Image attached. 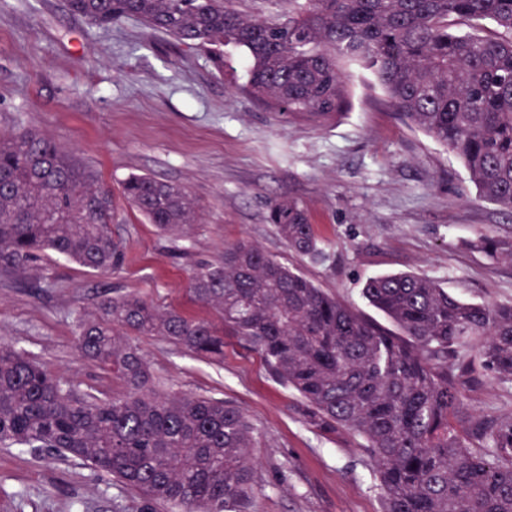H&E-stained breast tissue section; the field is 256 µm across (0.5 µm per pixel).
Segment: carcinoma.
Masks as SVG:
<instances>
[{
	"instance_id": "carcinoma-1",
	"label": "carcinoma",
	"mask_w": 512,
	"mask_h": 512,
	"mask_svg": "<svg viewBox=\"0 0 512 512\" xmlns=\"http://www.w3.org/2000/svg\"><path fill=\"white\" fill-rule=\"evenodd\" d=\"M275 18L236 0H65L97 24L136 18L181 44L245 50L248 93L292 116L331 120L351 105L348 70L369 72L400 117L460 157L479 196L512 214V0H285ZM484 20L496 29L482 31ZM463 21L475 32L450 30ZM129 205L169 238L197 223L178 183L150 175L123 185ZM112 190L50 138L0 136V273L48 253L91 271L124 262L112 237ZM270 219L312 262L322 241L294 201ZM475 246L512 266V236ZM195 320L136 295L107 297L76 319L81 354L125 385L102 398L50 374L0 338V445L75 458L180 512H251L252 427L214 397L162 394L124 335L157 336L224 360L239 336L301 400L325 435L363 439L384 512H512V415L457 419L461 384L512 382V304L462 301L411 273L368 279L363 297L391 322L354 313L257 245L224 246V262L191 277Z\"/></svg>"
}]
</instances>
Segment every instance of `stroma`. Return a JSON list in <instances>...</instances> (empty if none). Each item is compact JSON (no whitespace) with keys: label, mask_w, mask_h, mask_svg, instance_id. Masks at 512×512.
<instances>
[{"label":"stroma","mask_w":512,"mask_h":512,"mask_svg":"<svg viewBox=\"0 0 512 512\" xmlns=\"http://www.w3.org/2000/svg\"><path fill=\"white\" fill-rule=\"evenodd\" d=\"M352 108L322 125L274 112L245 90L242 69L127 19L100 27L63 0H0V134L24 127L71 151L112 189L121 268L98 273L55 255L39 270L0 277V337L63 383L120 394L124 386L76 347L75 320L107 296L135 293L192 318L199 265L253 242L356 313L384 315L362 296L378 274L415 273L457 298L512 303V267L472 248L481 231L512 235V216L480 200L463 162L392 110L355 70ZM151 175L183 185L197 224L162 236L129 208L122 184ZM304 208L326 256L290 251L270 220L277 200ZM161 390L223 399L253 428L255 512H382L362 441L308 425L297 395L236 336L213 363L159 337L134 336ZM459 413L512 415V383L462 389ZM0 512H170L80 460L0 447Z\"/></svg>","instance_id":"35a3bbf8"}]
</instances>
